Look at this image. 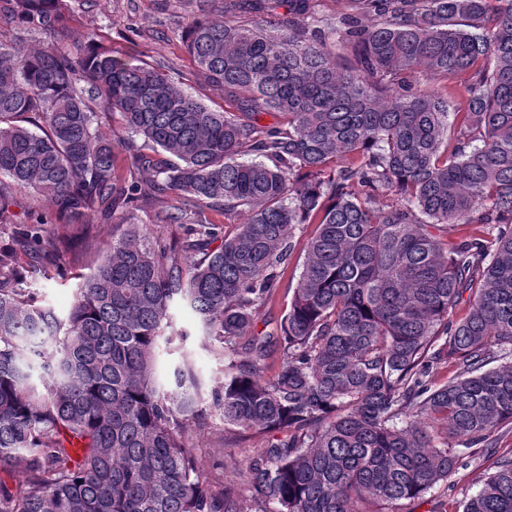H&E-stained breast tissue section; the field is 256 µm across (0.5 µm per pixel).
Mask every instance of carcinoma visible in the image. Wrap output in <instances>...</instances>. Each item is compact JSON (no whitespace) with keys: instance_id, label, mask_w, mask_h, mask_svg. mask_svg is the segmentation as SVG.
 Segmentation results:
<instances>
[{"instance_id":"carcinoma-1","label":"carcinoma","mask_w":512,"mask_h":512,"mask_svg":"<svg viewBox=\"0 0 512 512\" xmlns=\"http://www.w3.org/2000/svg\"><path fill=\"white\" fill-rule=\"evenodd\" d=\"M209 2L183 42L210 105L94 30L72 34L70 0H0L14 28L45 36L0 41V176L60 217L120 206L128 220L64 316L38 303L19 256L63 278L84 229L45 240L41 217L0 249V467L23 477L0 481V512L394 509L512 424V0H350L336 16L236 0L252 16L237 25ZM414 70L437 88L408 85ZM114 112L121 128L98 123ZM266 113L279 120L259 125ZM140 169L183 198L182 237L136 222ZM212 209L245 219L227 233ZM298 224L317 225L303 270L279 333L258 336ZM449 224L481 234L444 242ZM177 301L224 359L216 414L236 440L265 439L248 496L211 486L187 443L208 430L191 368L156 386ZM448 361L457 374L434 383ZM462 512H512V457Z\"/></svg>"}]
</instances>
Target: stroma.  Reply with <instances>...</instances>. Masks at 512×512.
Instances as JSON below:
<instances>
[{
    "label": "stroma",
    "mask_w": 512,
    "mask_h": 512,
    "mask_svg": "<svg viewBox=\"0 0 512 512\" xmlns=\"http://www.w3.org/2000/svg\"><path fill=\"white\" fill-rule=\"evenodd\" d=\"M164 0H71L69 25L72 29H83L94 24L103 47L113 54L131 56L168 70L178 78L184 89L202 101H210L211 91L202 89L193 76L194 66L184 48L182 32L193 16L192 10L180 7L164 8ZM143 189L149 190V203L137 214L138 223L148 225L151 232L159 237L170 238L179 235L178 225L155 220L154 212L160 208L181 207L183 201L171 193L153 191L154 176L142 172ZM46 216L48 222L43 233L56 237L65 233L61 220L53 217L48 204L30 190H18L16 203L9 211L10 223L0 228V246L11 243V231L34 223L38 216ZM126 213L117 209L112 213H89L80 216V223L89 228L88 236L82 240L72 254L66 255L69 265L91 266L97 256L118 236L124 224ZM315 230L314 225H297L292 237L293 253L287 264L276 270L278 285L268 303L263 305L253 324L257 333L275 331L288 311V305L297 285L305 261V247ZM175 328L187 331L186 340H174L172 345L161 347L157 360V380L168 385L169 374L182 360H189L200 385L199 407L205 416L213 418L211 432L204 436L190 435L189 442L197 455L201 468L208 480L231 486H242L244 474L254 455L260 439H252L233 447L234 465L224 463V440L229 432L221 421L215 420L211 393L224 380V361L209 349V343L202 334L201 321L188 307L177 304L171 310ZM491 447L468 459L448 480L447 485L438 486L432 496L405 503L399 512H460L461 503L476 494L486 476L493 472L502 457L512 456V425H502L493 434Z\"/></svg>",
    "instance_id": "stroma-1"
}]
</instances>
